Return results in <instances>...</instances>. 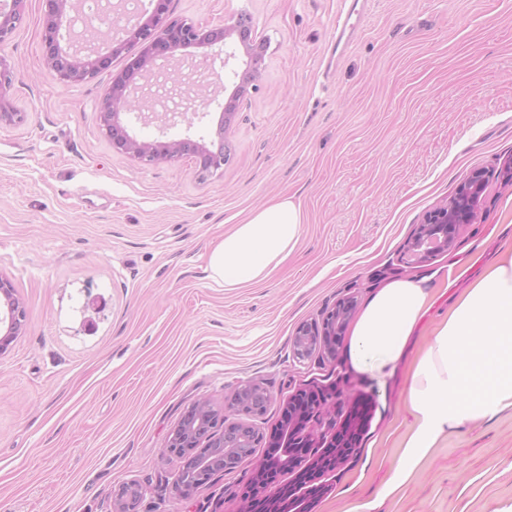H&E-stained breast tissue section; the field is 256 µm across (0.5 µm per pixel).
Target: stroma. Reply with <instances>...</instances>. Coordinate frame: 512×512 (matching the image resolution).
<instances>
[{
    "label": "stroma",
    "mask_w": 512,
    "mask_h": 512,
    "mask_svg": "<svg viewBox=\"0 0 512 512\" xmlns=\"http://www.w3.org/2000/svg\"><path fill=\"white\" fill-rule=\"evenodd\" d=\"M341 0H171L172 18L228 27L250 16L265 45L254 88L228 128L217 109L174 128L225 145L202 179L194 158L146 164L112 150L101 99L128 57L80 85L47 74L41 0H27L0 45L21 122L0 126V276L25 308L0 355V512H112L138 481L141 512H242L251 463L191 498L163 455L195 401L223 409L241 383L277 399L335 383L365 392L373 418L356 457L324 475L316 512H350L377 495L411 421L407 376L387 390L342 360H293L295 328L344 296L365 303L404 276L463 290L512 247V0H371L335 71L323 56ZM481 205L449 253L402 262L424 214L473 171ZM283 196L306 215L288 260L234 290L206 270L210 249L250 212ZM512 505V413L435 449L379 512H490ZM142 498L143 489L137 481L125 482L112 491V511L139 512Z\"/></svg>",
    "instance_id": "stroma-1"
}]
</instances>
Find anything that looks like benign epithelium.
I'll return each mask as SVG.
<instances>
[{
  "label": "benign epithelium",
  "mask_w": 512,
  "mask_h": 512,
  "mask_svg": "<svg viewBox=\"0 0 512 512\" xmlns=\"http://www.w3.org/2000/svg\"><path fill=\"white\" fill-rule=\"evenodd\" d=\"M170 0H149L140 14L129 16L115 8L98 11L88 19L93 39L75 30V21L83 13L82 0H42L43 59L48 75L63 85H78L112 68L114 60L135 52L131 63L112 80L100 105L101 132L113 151L148 164L169 162L184 156L196 159L198 174L205 179L223 169L229 161L224 145L210 150L191 137L167 140L136 136L131 122L144 127L157 125L169 130L186 119V113L161 114L151 89L162 76H169L168 64L177 53L191 46L213 47L236 35L249 59L239 85L224 105V126L235 117L238 100L250 83L259 77L262 46L254 43L251 22L238 17L229 28H208L169 17ZM26 0H0V44L12 39L25 16ZM236 51L226 50L193 62L190 70L175 80L193 88L196 115L210 106L202 88L220 81L217 66L226 67ZM12 83V71L0 59V123L20 118L8 112L4 96ZM488 172L474 171L461 183L446 204L428 212L407 239L404 255L412 263H423L431 256L446 252L464 224L472 223L481 202ZM0 308L7 312V328L0 334V354L20 336L24 309L14 294L11 282L0 276ZM355 308L354 297L340 299L318 319L300 323L293 334L292 353L298 362L315 357L335 359L344 330ZM334 385H309L298 389L279 403L282 417L268 437L267 447L277 448L273 456L254 460L252 477L245 487L246 512H313L314 504L325 492L317 476L336 470L359 448L363 433L373 417L374 403L367 395L348 402L347 415L326 416V405ZM276 398L263 384L247 381L224 401V414H218L207 400L189 406L168 438L163 455L177 469L175 489L183 498L193 496L218 474L229 472L247 460H253L254 448L263 435L251 422L267 413ZM224 425L212 427L214 415ZM286 470L294 474L288 485L270 482V475ZM143 498L141 485L131 480L112 491V512H139Z\"/></svg>",
  "instance_id": "7a95c632"
}]
</instances>
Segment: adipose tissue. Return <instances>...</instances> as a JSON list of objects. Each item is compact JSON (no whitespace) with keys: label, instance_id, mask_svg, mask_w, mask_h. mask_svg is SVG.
I'll use <instances>...</instances> for the list:
<instances>
[{"label":"adipose tissue","instance_id":"1","mask_svg":"<svg viewBox=\"0 0 512 512\" xmlns=\"http://www.w3.org/2000/svg\"><path fill=\"white\" fill-rule=\"evenodd\" d=\"M305 222L301 205L288 197L253 211L209 252L211 279L229 290L266 279L294 251ZM436 299L426 279H393L375 290L350 327L348 371L384 388L408 368L412 417L377 498L352 512H376L402 491L448 434L512 411V252L456 295L430 342L410 354Z\"/></svg>","mask_w":512,"mask_h":512}]
</instances>
